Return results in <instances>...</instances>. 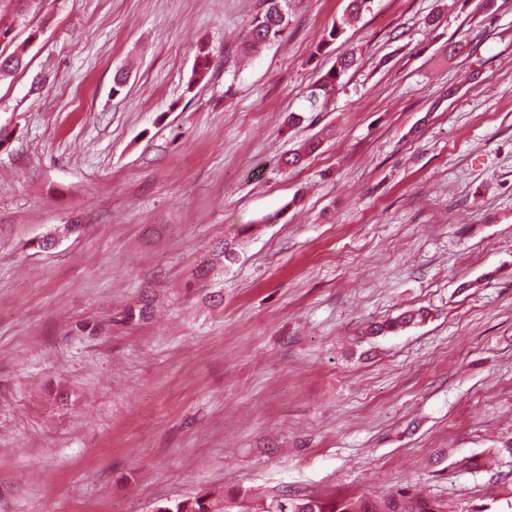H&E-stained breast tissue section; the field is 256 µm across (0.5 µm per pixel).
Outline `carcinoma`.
Here are the masks:
<instances>
[{"label":"carcinoma","mask_w":512,"mask_h":512,"mask_svg":"<svg viewBox=\"0 0 512 512\" xmlns=\"http://www.w3.org/2000/svg\"><path fill=\"white\" fill-rule=\"evenodd\" d=\"M288 27V17L280 0H262V8L250 21L243 35L244 46L252 52L260 51L267 44L283 36ZM356 64L352 52H344L309 94L311 108L328 98L342 76ZM320 146V141H310L301 150L288 156L287 166H297ZM424 310L408 311L386 322H374L367 327L370 336L396 334L410 325L426 320ZM174 512H448V502L414 495L397 490L385 498L373 496L293 497L287 493L268 497H255L238 492L215 493L202 490L193 496L173 502Z\"/></svg>","instance_id":"1"}]
</instances>
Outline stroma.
Segmentation results:
<instances>
[{
	"label": "stroma",
	"mask_w": 512,
	"mask_h": 512,
	"mask_svg": "<svg viewBox=\"0 0 512 512\" xmlns=\"http://www.w3.org/2000/svg\"><path fill=\"white\" fill-rule=\"evenodd\" d=\"M261 3L0 0V512L512 490V0H372L325 49L346 0H284L250 56ZM280 0H263L262 8L250 21L243 35L244 46L259 52L264 46L282 37L288 27V17ZM356 64V56L353 52H344L336 58V65H333L321 78L309 94L311 109H315L318 103L325 101L338 85L342 76L348 73ZM428 313L425 310L405 312L386 322H374L367 327V335L387 336L396 334L410 325L420 324L426 320Z\"/></svg>",
	"instance_id": "35a3bbf8"
}]
</instances>
